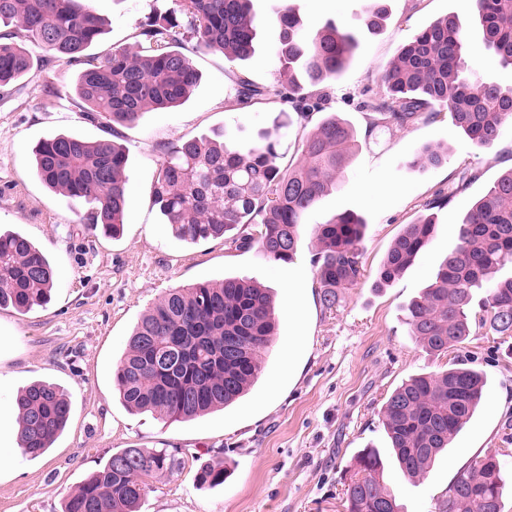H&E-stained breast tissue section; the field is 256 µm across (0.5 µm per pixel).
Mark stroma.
I'll use <instances>...</instances> for the list:
<instances>
[{
	"label": "stroma",
	"mask_w": 512,
	"mask_h": 512,
	"mask_svg": "<svg viewBox=\"0 0 512 512\" xmlns=\"http://www.w3.org/2000/svg\"><path fill=\"white\" fill-rule=\"evenodd\" d=\"M294 5L305 26L317 30L370 9L372 0H252L268 19L283 2ZM172 0H93L106 21L90 48L97 56L135 41L152 5ZM389 17L365 35L349 69L328 84L325 112L350 122L361 148L345 172L344 186L306 216L294 262H264L223 240L194 245L175 241L160 221L151 189L164 146L181 138L229 129L242 142L271 129L275 103L244 110L229 107L235 75L272 87L278 69L279 30L266 23L254 54L230 61L197 54L201 78L180 107L145 113L136 125L116 127L114 141L128 151V208L120 235L87 232L90 204L53 193L33 175L31 149L58 132L88 140L105 131L81 111L73 87L78 66L52 60L35 75L0 88V226L34 240L56 268L52 300L28 314L0 308V404L12 405L34 380L60 385L73 402L67 429L46 455L22 456L14 420L0 419V512H62L63 502L99 463L138 446L178 452L182 463L152 480L141 512H343L344 470L368 445L386 437L380 409L410 376L472 363L488 380L484 405L453 448L421 480L388 464L386 478L402 512H438L458 468L490 448H512V355L489 329L451 354L425 351L409 335L406 307L432 280L456 245V226L501 173L512 169V132L479 148L452 125L448 110L387 131L367 127L369 104L384 96L380 75L416 31L458 13L468 33L467 55L478 71L512 86L504 65L482 41L464 0H386ZM443 154L438 166L412 164L418 147ZM450 201L437 212L430 243L394 281L375 287L393 241L426 213L435 194ZM353 212L366 222L364 275L342 289L337 308L318 296L312 263L315 233L334 215ZM245 277L273 289L278 337L251 393L236 406L188 422L166 423L125 409L115 396L112 370L141 315L169 289L202 280ZM306 342L294 347L298 335ZM223 459L224 485L200 486L201 463Z\"/></svg>",
	"instance_id": "1"
}]
</instances>
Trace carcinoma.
I'll list each match as a JSON object with an SVG mask.
<instances>
[{
	"instance_id": "obj_1",
	"label": "carcinoma",
	"mask_w": 512,
	"mask_h": 512,
	"mask_svg": "<svg viewBox=\"0 0 512 512\" xmlns=\"http://www.w3.org/2000/svg\"><path fill=\"white\" fill-rule=\"evenodd\" d=\"M483 40L501 62L512 65V0H473ZM387 16L385 0L355 21L308 30L290 5L267 20L251 0H174L139 25L136 41L98 60L86 52L104 31V19L90 0H0V86L28 76L36 44L47 60L81 64L75 93L83 111L108 126L133 125L152 110L177 108L200 80L191 56L220 53L244 61L254 51L258 29L271 23L280 32L276 86L259 87L237 78L232 106L244 109L269 96L292 104L280 110L275 131L248 144L202 135L163 148L164 161L153 189L161 223L186 243L224 239L253 250L266 262L290 263L305 215L342 188L356 152V131L330 114L303 139L300 162L280 164V131L307 125L321 109L311 89L336 79L359 47V31L378 33ZM386 98L369 105L387 127H402L429 105L448 110L454 128L473 144L490 147L512 127V87L476 76L467 57V35L450 12L403 44L381 75ZM34 174L47 187L95 205L88 231L117 234L128 199V155L111 139L89 141L69 133L45 138L33 149ZM443 155L430 145L412 164L438 165ZM252 232L233 233L240 226ZM365 222L340 213L321 225L314 255L323 305L340 303L342 289L364 275L360 244ZM429 215L408 224L379 268L376 287L400 276L432 239ZM458 244L439 265L433 281L407 307L409 335L439 354L465 342L473 326L512 338V169L503 173L457 224ZM55 272L26 236L0 231V307L27 313L50 299ZM485 291L479 312L473 297ZM278 319L270 290L251 279L226 277L169 290L138 321L114 370L116 395L129 410L171 422L221 410L258 381L265 356L277 339ZM487 385L486 375L464 362L438 374H416L386 399L381 423L388 450L401 470L424 478L436 459L473 419ZM18 442L29 459L42 456L64 431L70 400L51 384L34 383L15 397ZM181 464L165 448H125L99 465L71 494L64 512H140L154 479ZM386 462L372 446L358 450L346 466L344 512H401L385 480ZM508 474L504 452L471 457L448 486L452 502L438 512H504ZM221 459L201 465V485L224 484Z\"/></svg>"
}]
</instances>
